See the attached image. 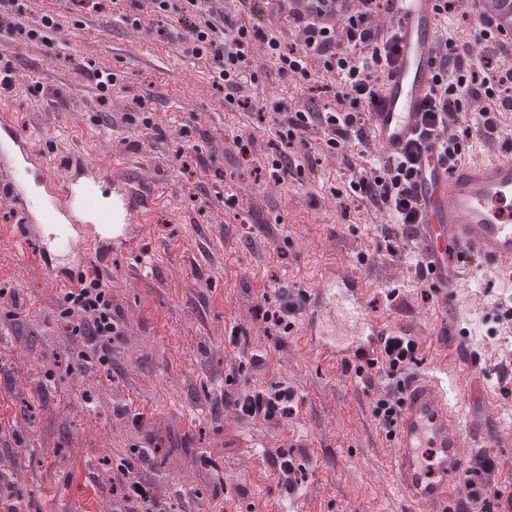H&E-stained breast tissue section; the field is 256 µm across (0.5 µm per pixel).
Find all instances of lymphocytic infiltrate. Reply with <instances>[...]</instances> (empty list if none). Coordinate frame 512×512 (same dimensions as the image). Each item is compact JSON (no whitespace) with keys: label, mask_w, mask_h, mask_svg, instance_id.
Returning <instances> with one entry per match:
<instances>
[{"label":"lymphocytic infiltrate","mask_w":512,"mask_h":512,"mask_svg":"<svg viewBox=\"0 0 512 512\" xmlns=\"http://www.w3.org/2000/svg\"><path fill=\"white\" fill-rule=\"evenodd\" d=\"M361 2L362 11L346 18L338 28L293 18L296 42L286 50L274 32L256 25L242 24L233 31H225L223 19L199 11L198 0H152L156 13L173 17L184 28L183 54L210 56L213 79L227 92L239 91L242 64L257 40L264 44L280 76L309 77L308 67L313 63L323 72L337 76L341 89L336 94L335 108L326 107L318 112L296 108L287 126L279 132L281 139L293 143L309 126L321 127L324 143L333 152L353 141L367 146L366 114L377 96L383 73L393 64L397 53L395 38L382 41L374 38L372 23L383 9L384 0ZM476 90L487 96L490 111H497L500 103H512V86L486 60L453 74L443 70L424 115L425 129L430 131L441 125L444 114L459 110L462 95ZM417 159V148H410L403 160L378 166L370 175L350 183L353 196L388 212L405 237L410 236L417 222L411 195ZM61 315L67 319L73 335L85 337L104 353L109 351L113 336L119 333L112 316L109 290L96 276L80 278L78 287L66 290ZM417 350V341L404 335L388 337L384 344L381 375L377 379L384 383L385 389L375 400L372 413L386 437H393L396 432L402 395L408 384L406 371L416 363ZM294 398V393L285 388L270 395L246 393L236 398L234 404L252 418L266 419L278 413L291 414ZM113 490L118 494L123 512H161L158 500L136 479L131 467L121 468Z\"/></svg>","instance_id":"lymphocytic-infiltrate-1"}]
</instances>
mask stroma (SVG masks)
I'll return each mask as SVG.
<instances>
[{"label": "stroma", "instance_id": "stroma-1", "mask_svg": "<svg viewBox=\"0 0 512 512\" xmlns=\"http://www.w3.org/2000/svg\"><path fill=\"white\" fill-rule=\"evenodd\" d=\"M17 20L62 28L51 42L0 31L12 82L0 87L35 148L63 158L136 166L158 200L139 251L113 250L102 277L120 334L107 364L59 317L65 286L35 251L0 239V475L19 512H114L123 462L167 512H410L390 471L393 443L372 415L382 384L326 371L297 342L294 305L332 262L357 265L420 342L410 375L445 371L447 403L490 425L495 472L456 480L512 494V282L494 270L462 279L455 314L414 276V250H387L391 224L351 195L373 155H342L306 131L301 169L280 182L273 160L288 108L335 105L339 84L278 76L260 44L243 63L255 82L224 99L208 58L183 56L184 30L151 0H18ZM116 83L100 92L95 73ZM283 111H275V104ZM251 141L248 159L224 147ZM290 309L292 329L270 312ZM288 387L291 415L254 420L232 405L244 392ZM294 465L279 473L280 459Z\"/></svg>", "mask_w": 512, "mask_h": 512}]
</instances>
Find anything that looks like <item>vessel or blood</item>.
<instances>
[{"mask_svg":"<svg viewBox=\"0 0 512 512\" xmlns=\"http://www.w3.org/2000/svg\"><path fill=\"white\" fill-rule=\"evenodd\" d=\"M439 0H387L378 26L397 39L398 56L366 114V134L377 157L421 152L413 178L420 223L416 241L424 279L444 308L461 275L486 267L512 274V129L485 135L479 158L452 165L438 161L442 135L419 141L428 97L445 56ZM485 101L469 98L449 125L465 120L483 129ZM0 201L20 218L13 241L36 244L56 279L76 283L90 264L103 263L113 245L141 244L157 203L139 176L125 166L80 155L64 163L35 150L0 108ZM372 285L357 267L327 265L318 285L304 294V324L297 337L326 369L369 367L379 361L389 318L370 307ZM485 432L453 417L445 383L423 374L409 382L396 431L393 469L413 512H447L451 486L463 469L465 450Z\"/></svg>","mask_w":512,"mask_h":512,"instance_id":"vessel-or-blood-1","label":"vessel or blood"}]
</instances>
